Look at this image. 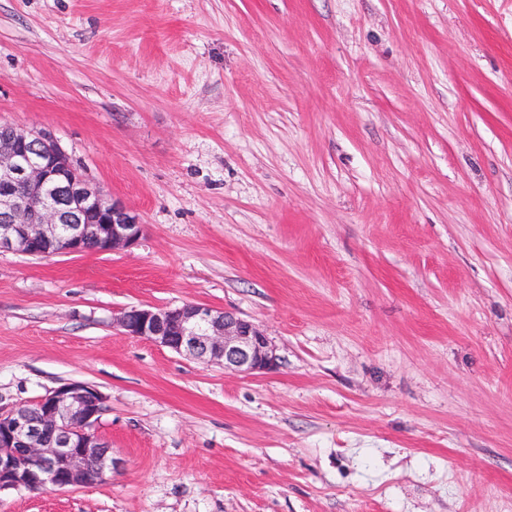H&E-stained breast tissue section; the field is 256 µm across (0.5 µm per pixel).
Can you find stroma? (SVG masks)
<instances>
[{"label":"stroma","mask_w":512,"mask_h":512,"mask_svg":"<svg viewBox=\"0 0 512 512\" xmlns=\"http://www.w3.org/2000/svg\"><path fill=\"white\" fill-rule=\"evenodd\" d=\"M0 124L143 226L0 253V408L91 384L118 461L0 512H512V0H0ZM183 303L277 368L115 323ZM117 324L127 336L202 362H222L225 370L253 374L278 366L276 349L259 326L226 310L193 303L131 307L120 314Z\"/></svg>","instance_id":"35a3bbf8"}]
</instances>
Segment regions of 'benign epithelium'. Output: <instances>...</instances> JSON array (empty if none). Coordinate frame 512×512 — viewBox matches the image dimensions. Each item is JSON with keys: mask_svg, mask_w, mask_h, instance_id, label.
Instances as JSON below:
<instances>
[{"mask_svg": "<svg viewBox=\"0 0 512 512\" xmlns=\"http://www.w3.org/2000/svg\"><path fill=\"white\" fill-rule=\"evenodd\" d=\"M138 216L93 186L43 131L7 126L0 141V252L30 257L100 252L134 245ZM117 324L127 336L151 341L224 369L262 373L277 368L269 338L254 322L198 304L132 307ZM104 397L94 386L71 382L30 406L0 410V490H60L105 482L112 446L96 424Z\"/></svg>", "mask_w": 512, "mask_h": 512, "instance_id": "7a95c632", "label": "benign epithelium"}]
</instances>
